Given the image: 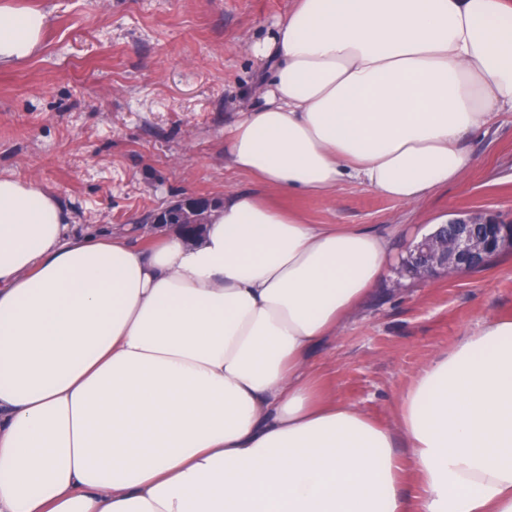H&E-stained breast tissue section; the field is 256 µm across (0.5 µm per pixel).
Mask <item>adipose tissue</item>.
Masks as SVG:
<instances>
[{"label": "adipose tissue", "instance_id": "ef3b65f1", "mask_svg": "<svg viewBox=\"0 0 512 512\" xmlns=\"http://www.w3.org/2000/svg\"><path fill=\"white\" fill-rule=\"evenodd\" d=\"M48 24L0 6V67ZM251 51L264 102L224 158L281 191L415 203L512 112V0H296ZM390 258L247 192L192 240L80 236L0 176V512H512V320L426 364L395 426L318 391L312 351Z\"/></svg>", "mask_w": 512, "mask_h": 512}]
</instances>
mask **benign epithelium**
<instances>
[{
    "label": "benign epithelium",
    "mask_w": 512,
    "mask_h": 512,
    "mask_svg": "<svg viewBox=\"0 0 512 512\" xmlns=\"http://www.w3.org/2000/svg\"><path fill=\"white\" fill-rule=\"evenodd\" d=\"M172 209L183 226L195 228L203 224L205 211L192 197H184ZM507 250H512V221L480 212L438 225L413 246L408 262L420 278L465 275Z\"/></svg>",
    "instance_id": "1"
}]
</instances>
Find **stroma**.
<instances>
[{
	"mask_svg": "<svg viewBox=\"0 0 512 512\" xmlns=\"http://www.w3.org/2000/svg\"><path fill=\"white\" fill-rule=\"evenodd\" d=\"M49 15L25 63L0 68V174L57 195L77 233L150 244L149 221L185 196L254 192L310 224L392 235L389 275L311 358L321 384L394 424L421 369L479 329L512 319V251L484 270L407 278L404 261L437 223L479 211L512 218V112L468 146L459 182L413 204L344 180L334 198L288 195L224 160V130L260 100L264 62L248 47L295 0H13ZM401 288H394V281Z\"/></svg>",
	"mask_w": 512,
	"mask_h": 512,
	"instance_id": "35a3bbf8",
	"label": "stroma"
}]
</instances>
